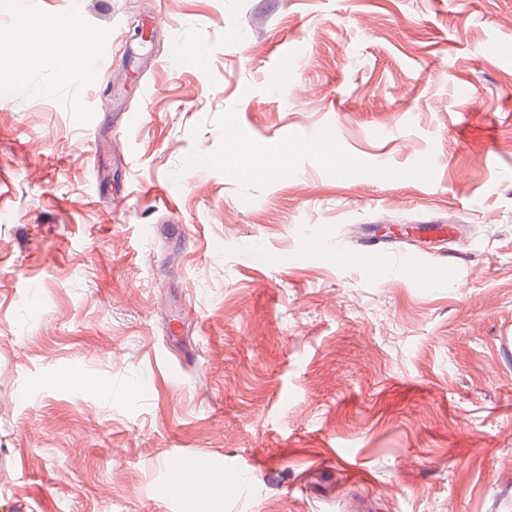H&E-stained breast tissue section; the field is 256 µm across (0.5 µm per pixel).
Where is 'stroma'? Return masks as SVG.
I'll list each match as a JSON object with an SVG mask.
<instances>
[{
  "label": "stroma",
  "instance_id": "obj_1",
  "mask_svg": "<svg viewBox=\"0 0 512 512\" xmlns=\"http://www.w3.org/2000/svg\"><path fill=\"white\" fill-rule=\"evenodd\" d=\"M508 43L512 0H0V512H181L185 458L224 512H512ZM235 130L290 155L229 175ZM24 35L16 40V56L26 54L32 43L50 49L59 71L63 74L90 68L94 58L91 40L76 31L69 18L30 20L23 18ZM197 467L195 461L191 460ZM199 468V467H198ZM200 469V468H199ZM203 479L193 485H180V473L179 468L173 470L170 479L168 480L174 490L185 492L189 486L203 487L207 491V503L205 510H201L198 501L194 497L187 496L183 501V508L185 512H197V511H210V512H222L224 511V476L219 472H209L201 470Z\"/></svg>",
  "mask_w": 512,
  "mask_h": 512
}]
</instances>
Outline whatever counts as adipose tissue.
Wrapping results in <instances>:
<instances>
[{
  "instance_id": "ef3b65f1",
  "label": "adipose tissue",
  "mask_w": 512,
  "mask_h": 512,
  "mask_svg": "<svg viewBox=\"0 0 512 512\" xmlns=\"http://www.w3.org/2000/svg\"><path fill=\"white\" fill-rule=\"evenodd\" d=\"M39 43L50 49L61 73L89 67L94 58L91 40L77 32L76 24L69 18L25 20L24 34L16 41L17 54H26L31 44ZM287 151L268 154L259 151L251 140L231 138L220 159L225 170L236 176H247L261 171L276 172L287 158Z\"/></svg>"
}]
</instances>
